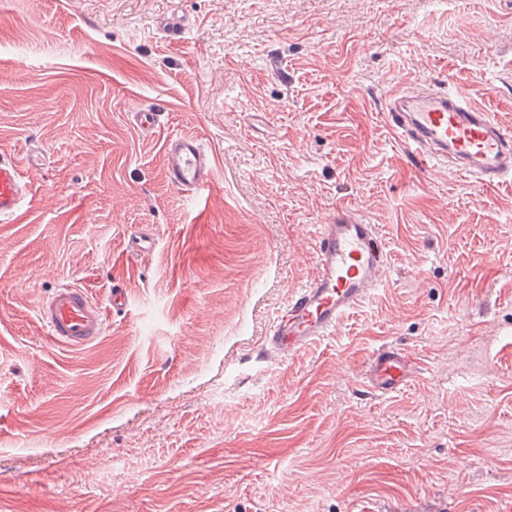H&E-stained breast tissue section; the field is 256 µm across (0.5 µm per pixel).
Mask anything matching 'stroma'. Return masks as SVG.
<instances>
[{
    "label": "stroma",
    "instance_id": "1",
    "mask_svg": "<svg viewBox=\"0 0 512 512\" xmlns=\"http://www.w3.org/2000/svg\"><path fill=\"white\" fill-rule=\"evenodd\" d=\"M420 82L512 130V0H0V152L45 156L0 223V512H512V186L394 137L385 97ZM171 132L214 157L198 199ZM340 208L385 286L260 356ZM63 283L129 297L83 350L36 314ZM384 344L421 373L375 398ZM167 182L178 191L199 194L213 182L211 154L197 137L168 134L163 143Z\"/></svg>",
    "mask_w": 512,
    "mask_h": 512
}]
</instances>
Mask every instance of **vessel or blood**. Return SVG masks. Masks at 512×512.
Segmentation results:
<instances>
[{"label":"vessel or blood","instance_id":"b4317fda","mask_svg":"<svg viewBox=\"0 0 512 512\" xmlns=\"http://www.w3.org/2000/svg\"><path fill=\"white\" fill-rule=\"evenodd\" d=\"M384 117L390 131L419 156L474 178L485 191L512 181V132L474 105L463 90L395 89ZM163 147L167 181L173 188L195 195L210 188L213 159L199 138L171 133ZM42 163L37 153L22 160L0 155L1 223L20 217L30 194L25 172ZM315 255V276L294 290L265 337L261 356L287 357L331 334L385 281L386 254L378 230L353 213L337 211L319 226ZM126 305L124 289H113L104 306L86 289L63 284L39 301L36 313L54 344L79 350L102 336L108 310L120 311ZM418 373L410 352L384 345L369 356L362 382L369 393L381 397L403 391Z\"/></svg>","mask_w":512,"mask_h":512}]
</instances>
